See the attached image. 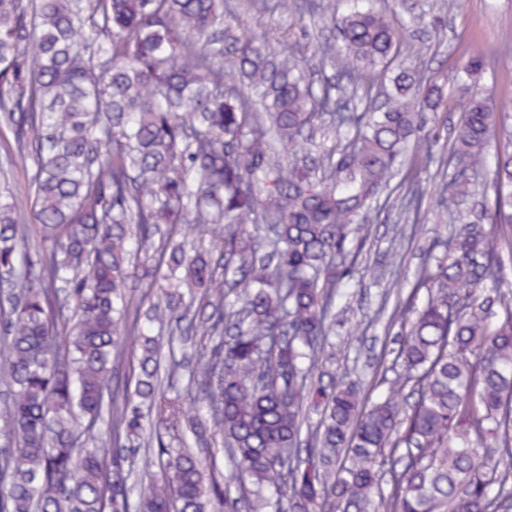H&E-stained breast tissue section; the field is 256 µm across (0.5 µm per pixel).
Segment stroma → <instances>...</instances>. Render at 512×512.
I'll return each instance as SVG.
<instances>
[{
  "mask_svg": "<svg viewBox=\"0 0 512 512\" xmlns=\"http://www.w3.org/2000/svg\"><path fill=\"white\" fill-rule=\"evenodd\" d=\"M234 8L240 23L251 33L277 36L287 34L290 51L304 56L315 79L332 78L333 69L320 61L318 43L337 41L333 16L345 13L351 0H319L314 15H284L249 7L245 0H225ZM421 0H375L398 22L401 32V59L406 66L423 71L444 84L453 112L446 118L427 122L430 152L408 161L424 191L418 221L408 220L400 208L369 217L373 234L360 257L351 285L337 301L334 330L346 344V358L337 359L329 369L337 376L362 383L368 400H376L391 386L392 368L398 341L407 324L390 322L396 299L387 293L391 280H398L403 294L415 297L416 304L427 298L426 289L414 283L428 259L434 238L448 239L453 231L448 215L453 210L442 184L453 173L450 166V130L461 118L462 87L484 92L512 112V0H428L444 26L429 34L414 32L408 25L410 11ZM485 56V70L472 78L464 64L474 51Z\"/></svg>",
  "mask_w": 512,
  "mask_h": 512,
  "instance_id": "35a3bbf8",
  "label": "stroma"
}]
</instances>
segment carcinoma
Here are the masks:
<instances>
[{"instance_id": "cac0c4a2", "label": "carcinoma", "mask_w": 512, "mask_h": 512, "mask_svg": "<svg viewBox=\"0 0 512 512\" xmlns=\"http://www.w3.org/2000/svg\"><path fill=\"white\" fill-rule=\"evenodd\" d=\"M333 22L340 45L320 53L338 81L317 84L234 25L224 0H0V128L34 166L40 237L28 251L0 190V512H241L252 496L273 512L512 508V295L481 225H460L449 257L422 265L421 310L397 305L403 321L416 313L392 382L417 392L409 408L394 392L368 407L320 369L336 295L371 237L363 215L420 147L425 113L448 109L442 86L398 62V28L371 0ZM411 23L440 20L422 10ZM462 112L443 192L465 193L500 130L485 218L511 227L512 113L482 92ZM325 121L345 143L304 136ZM421 196L409 181L402 205L416 216ZM184 224L211 232L219 260L187 247ZM131 281L145 284L134 306ZM190 313L208 342L190 376L206 414L189 428L203 446L221 436L232 470L207 483L196 452L161 443L162 482L133 502L125 442L144 431L142 406L165 429L186 416L161 391L154 331ZM122 336L140 359L120 402ZM309 405L322 410L312 430Z\"/></svg>"}]
</instances>
